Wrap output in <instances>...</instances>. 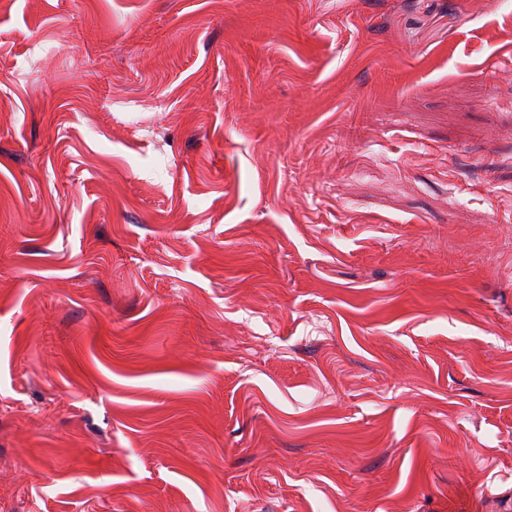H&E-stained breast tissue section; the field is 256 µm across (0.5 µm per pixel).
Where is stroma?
Returning a JSON list of instances; mask_svg holds the SVG:
<instances>
[{"instance_id":"35a3bbf8","label":"stroma","mask_w":512,"mask_h":512,"mask_svg":"<svg viewBox=\"0 0 512 512\" xmlns=\"http://www.w3.org/2000/svg\"><path fill=\"white\" fill-rule=\"evenodd\" d=\"M0 512H512V0H0Z\"/></svg>"}]
</instances>
